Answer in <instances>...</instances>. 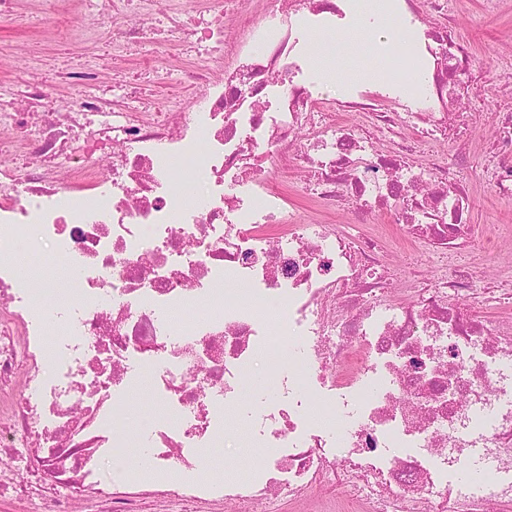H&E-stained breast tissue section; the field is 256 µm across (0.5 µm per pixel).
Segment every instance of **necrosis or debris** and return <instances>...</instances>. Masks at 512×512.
<instances>
[{
	"label": "necrosis or debris",
	"instance_id": "1",
	"mask_svg": "<svg viewBox=\"0 0 512 512\" xmlns=\"http://www.w3.org/2000/svg\"><path fill=\"white\" fill-rule=\"evenodd\" d=\"M208 15L169 0H91L47 29L83 31L93 66L61 73L60 99L18 75L0 85V512L22 497L85 512L103 465L161 484L163 504L224 512H487L512 502V266H452L475 238L467 193L443 145L469 149L459 118L481 79L443 0H385L397 21L415 111L355 92L314 97L296 79L303 35L352 26L353 0H242ZM138 22H130V15ZM243 38L227 42V27ZM153 37L193 45L196 87L135 112L137 84L100 75L117 49ZM485 175L512 200V113L486 136ZM425 152V163L414 161ZM296 185H289V177ZM386 221L371 227L369 211ZM354 220L335 223L342 212ZM47 245L66 277L21 263ZM425 255L427 274L393 260ZM276 390L253 418L266 454L247 480L202 477L200 449L224 441V406L253 367ZM153 368L166 421L128 458L126 394ZM71 452L57 473L60 452ZM476 479L456 485L462 465Z\"/></svg>",
	"mask_w": 512,
	"mask_h": 512
}]
</instances>
